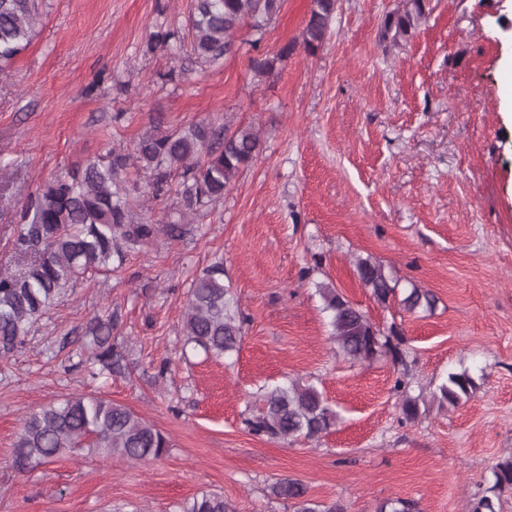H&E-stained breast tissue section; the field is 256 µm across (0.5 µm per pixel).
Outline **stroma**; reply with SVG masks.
I'll use <instances>...</instances> for the list:
<instances>
[{
    "mask_svg": "<svg viewBox=\"0 0 512 512\" xmlns=\"http://www.w3.org/2000/svg\"><path fill=\"white\" fill-rule=\"evenodd\" d=\"M402 0H337L315 53L302 32L313 0H281L261 30L198 64L192 0H39L29 45L0 71V267L18 213L45 181L146 134L198 122L254 126L259 153L223 199L130 254L112 277L80 281L0 362V512H181L222 494L234 512H290L270 487L300 480L318 502L376 512L402 498L420 512H467L492 468L512 456V119L502 53L512 0H430L400 43L383 39ZM281 57L274 75L254 53ZM382 263L400 289L432 292V310L380 306L356 257ZM247 323L228 360L182 354L181 306L214 261ZM375 325L397 327L410 365L415 420L385 357L337 355L319 285ZM118 316L132 373L98 385L79 368L91 317ZM170 361L164 378L155 373ZM479 387L458 407L430 394L451 371ZM302 378L339 420L296 444L243 424L257 388ZM75 393L130 407L172 441L132 464L81 449L28 472L10 465L25 416Z\"/></svg>",
    "mask_w": 512,
    "mask_h": 512,
    "instance_id": "1",
    "label": "stroma"
}]
</instances>
